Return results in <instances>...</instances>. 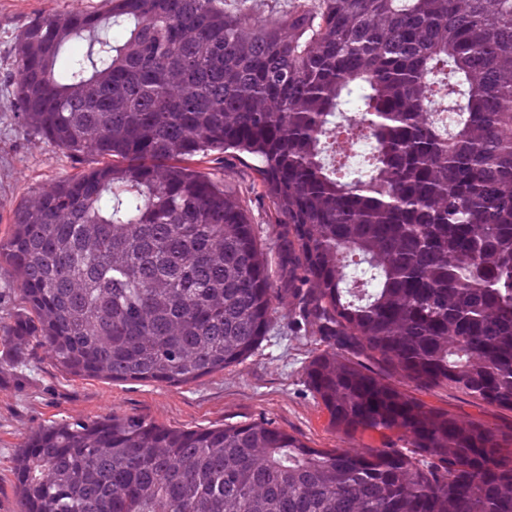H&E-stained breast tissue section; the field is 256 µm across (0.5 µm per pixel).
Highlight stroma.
<instances>
[{"instance_id":"35a3bbf8","label":"stroma","mask_w":512,"mask_h":512,"mask_svg":"<svg viewBox=\"0 0 512 512\" xmlns=\"http://www.w3.org/2000/svg\"><path fill=\"white\" fill-rule=\"evenodd\" d=\"M103 0H0V237L27 195L75 172L77 163L21 120L12 94L17 72L16 37L30 21L99 10ZM212 171L236 192L254 224L270 264H277L281 231L269 202L254 187L246 159L225 155ZM314 337L298 336L277 320L255 353L187 384L149 380L107 383L77 379L56 368L47 346L22 342L0 360V512H17L12 489L16 449L46 421L137 415L176 428L220 427L244 421L272 423L312 448H358L360 437L336 432L304 383V368L317 352ZM426 402L462 419L512 431V412L480 404L462 393L437 389Z\"/></svg>"}]
</instances>
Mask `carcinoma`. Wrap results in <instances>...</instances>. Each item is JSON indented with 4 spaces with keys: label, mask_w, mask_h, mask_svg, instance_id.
I'll return each instance as SVG.
<instances>
[{
    "label": "carcinoma",
    "mask_w": 512,
    "mask_h": 512,
    "mask_svg": "<svg viewBox=\"0 0 512 512\" xmlns=\"http://www.w3.org/2000/svg\"><path fill=\"white\" fill-rule=\"evenodd\" d=\"M108 0L16 42L25 125L82 169L16 207L0 276L79 378L187 383L279 317L321 349L329 423L52 420L18 448V512H512V434L429 405L512 412V0ZM79 52L68 50L73 41ZM367 146L342 159L337 131ZM250 160L278 279L240 198L201 170ZM288 298L279 314L276 300ZM429 404L448 410L462 419H477L504 433L512 428V412L480 404L462 393L450 389H437L429 394H417Z\"/></svg>",
    "instance_id": "carcinoma-1"
}]
</instances>
